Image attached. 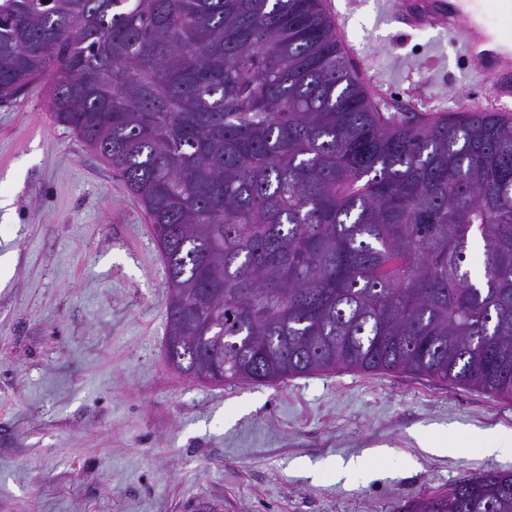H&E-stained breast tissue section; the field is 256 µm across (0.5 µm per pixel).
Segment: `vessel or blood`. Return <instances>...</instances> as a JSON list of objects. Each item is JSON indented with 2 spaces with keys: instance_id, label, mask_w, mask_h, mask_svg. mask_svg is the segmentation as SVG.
I'll use <instances>...</instances> for the list:
<instances>
[{
  "instance_id": "b4317fda",
  "label": "vessel or blood",
  "mask_w": 512,
  "mask_h": 512,
  "mask_svg": "<svg viewBox=\"0 0 512 512\" xmlns=\"http://www.w3.org/2000/svg\"><path fill=\"white\" fill-rule=\"evenodd\" d=\"M474 0H394L392 13L413 26L448 30L459 38L471 72L493 81L497 101L512 99V51H499L483 18L474 15Z\"/></svg>"
}]
</instances>
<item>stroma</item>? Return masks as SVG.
<instances>
[{"instance_id":"obj_1","label":"stroma","mask_w":512,"mask_h":512,"mask_svg":"<svg viewBox=\"0 0 512 512\" xmlns=\"http://www.w3.org/2000/svg\"><path fill=\"white\" fill-rule=\"evenodd\" d=\"M380 111L506 108L460 42L324 0ZM49 79L0 104V512H398L472 474L512 403L406 374L338 370L276 385L192 382L166 363L168 288L140 205L51 122ZM447 439L428 453L423 440ZM357 459L349 480L333 463Z\"/></svg>"}]
</instances>
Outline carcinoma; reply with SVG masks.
Masks as SVG:
<instances>
[{
	"instance_id": "carcinoma-1",
	"label": "carcinoma",
	"mask_w": 512,
	"mask_h": 512,
	"mask_svg": "<svg viewBox=\"0 0 512 512\" xmlns=\"http://www.w3.org/2000/svg\"><path fill=\"white\" fill-rule=\"evenodd\" d=\"M47 75L54 124L151 226L172 369L403 373L512 402L511 114L380 111L323 0H0V103ZM406 512H512V472Z\"/></svg>"
}]
</instances>
